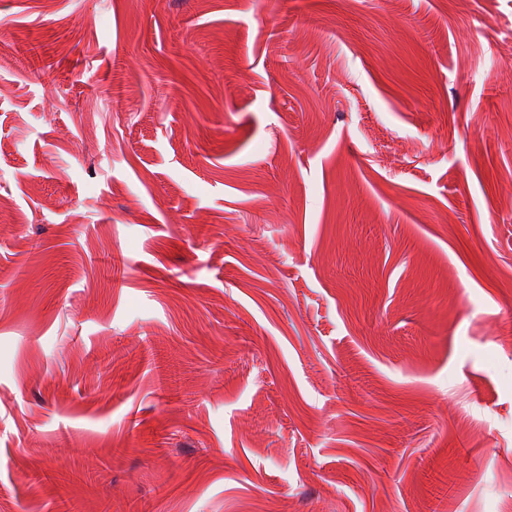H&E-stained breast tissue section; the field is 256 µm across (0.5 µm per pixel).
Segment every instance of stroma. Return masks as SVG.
Here are the masks:
<instances>
[{"instance_id": "obj_1", "label": "stroma", "mask_w": 512, "mask_h": 512, "mask_svg": "<svg viewBox=\"0 0 512 512\" xmlns=\"http://www.w3.org/2000/svg\"><path fill=\"white\" fill-rule=\"evenodd\" d=\"M0 512H512V0H0Z\"/></svg>"}]
</instances>
